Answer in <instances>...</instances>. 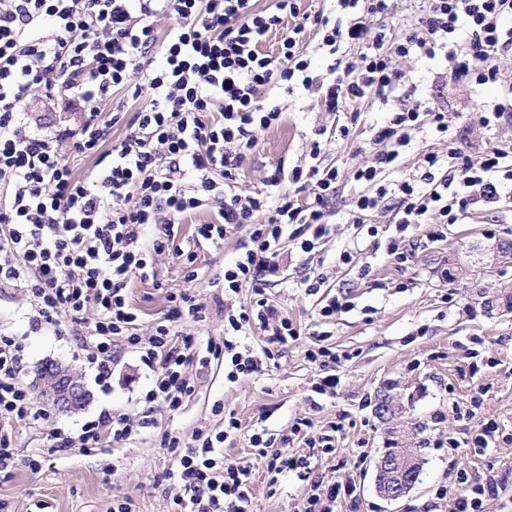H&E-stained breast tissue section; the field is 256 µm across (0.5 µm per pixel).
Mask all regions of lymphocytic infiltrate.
I'll use <instances>...</instances> for the list:
<instances>
[{
  "instance_id": "obj_1",
  "label": "lymphocytic infiltrate",
  "mask_w": 512,
  "mask_h": 512,
  "mask_svg": "<svg viewBox=\"0 0 512 512\" xmlns=\"http://www.w3.org/2000/svg\"><path fill=\"white\" fill-rule=\"evenodd\" d=\"M171 15L175 24L158 38L159 17ZM394 17L393 0H336L334 11L312 13L300 0H272L262 10L251 0H0V285L34 297L31 329L57 326L65 314L100 380L110 378L120 352L133 353L152 374L141 403L177 411L195 391L190 364L223 361L224 380L233 383L260 374L274 358L273 345L300 337V326L268 297L269 288L285 283L283 257L292 249L309 268L299 287L320 299L321 328L305 351L320 369L312 391L335 397L337 355L325 346L323 327L353 308L348 294L330 293L323 272L324 247L336 232L326 217L339 169L324 162L316 140L306 163L268 177V190L237 185L259 132L282 118L277 96L313 89L331 112L372 99L390 104L388 121L372 129L373 150L353 169L361 189L351 222L375 237L379 227L369 216L393 212L386 254L397 266L412 260L413 232L439 237L477 208L512 198V142L490 140L480 160H472L442 106L425 97L404 103L411 77L393 66L397 58L435 61L454 80L501 86L496 100L477 102L482 125L495 132L512 120V85H503L494 63L512 46V0H421L415 20L402 25ZM288 18L293 28H285ZM309 28L318 36L313 46L303 40ZM276 32L274 55L264 45ZM344 45L357 47L355 58H339ZM314 48L336 57L321 80L310 70ZM36 88L86 112L68 150H61L59 136L29 122L23 105ZM126 88L147 97L146 106L129 117L120 110L103 114L114 91ZM121 122L127 134L109 141ZM426 135L446 143V152H423L419 176H397L402 154ZM73 156L93 158L98 171L78 177ZM283 181L288 189H280ZM199 211L210 212L211 221L179 240L180 219ZM234 233L240 236L235 258L209 280L224 297V335L203 340L179 327L206 319L191 287L199 277L196 249L223 248ZM165 253L184 259L186 286L168 293V316L144 335L127 287L132 279L154 278V260ZM246 288L253 298L244 303ZM256 329L265 346L251 341ZM23 359L18 338L0 335V422L31 415ZM213 411L224 416L220 427L197 431L192 443L162 437L172 459L164 477L173 483V503L178 512H251L253 468L225 459L223 451L241 423L222 406ZM307 424L303 418L286 432L256 431L249 443L269 485L294 475L302 483L303 512H335L339 500L353 495V484L314 473L307 457L291 452ZM150 425L105 412L77 434L59 430L52 439L61 449L128 445ZM456 481L455 494L438 493L448 512H485L487 499L499 493L497 484L471 480L463 468Z\"/></svg>"
}]
</instances>
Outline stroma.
I'll return each mask as SVG.
<instances>
[{
  "mask_svg": "<svg viewBox=\"0 0 512 512\" xmlns=\"http://www.w3.org/2000/svg\"><path fill=\"white\" fill-rule=\"evenodd\" d=\"M396 65L410 72L416 95L429 97L447 110L450 128L462 130L460 146L466 154L479 155L492 135L512 140V122L503 123L491 135L477 114V99L497 98L499 88L474 89L453 82L427 61L400 59ZM284 107L287 122L260 133L258 148L239 170L237 182L249 191L265 190L267 176L275 169L287 171L304 163L315 140L320 141L325 158L341 169L336 195L329 203V220L338 231L327 245L330 261L324 271L330 286L347 290L355 307L338 314L330 326L328 344L342 358L336 366L341 378L336 398L312 405L311 386L319 369L305 357L312 339L303 335L282 347L264 374L243 376L234 383H225L223 362L212 361L203 369L190 367L195 384L191 399L177 412L156 405L152 427L144 429L134 444L60 451L51 442L55 429L78 432L104 411L141 416L144 407L138 397L150 383L149 373L134 357L123 354L109 384L100 385L70 334L66 315H59L58 328L33 330L26 319L33 304L30 296L20 288L2 287L0 332L19 337L24 346L21 377L27 387H34L42 363L57 360L82 375L90 397L78 412L61 414L33 394L30 402L40 420L5 424L15 454L12 463L0 470V512H112L113 505L122 502L130 503L132 512H172L173 494L162 478L171 460L161 446L162 436L170 432L188 443L197 429L218 427L221 420L212 413L217 402L241 421L235 439L224 445V456L252 463L256 471L253 512L302 510L299 481L290 475L269 486L264 463L255 459L249 443L253 429L285 431L299 418L310 420L311 434H334L335 450L312 453L299 440L293 452L309 455L318 472L351 479L356 487L354 498L339 502L336 512H445L444 502L435 493L441 487L456 492V469H466L485 482L512 472V442L500 443L479 457L464 446L483 420H495L503 434L512 435V314L488 316L472 308L471 289L449 282L446 274L449 260L467 257L473 243L492 237L512 239V203L476 211L449 225L435 240L427 238L425 231H416L414 256L407 266L392 264L370 238L360 242L362 259L370 265L369 276H360L355 266L333 265V257L350 246L354 233L348 218L359 187L352 179V168L364 158L371 126L385 121L389 107L370 102L354 121L346 112H326L320 96L305 90L288 97ZM24 109L31 124L53 132L77 131L85 120L83 112L64 109L60 100L38 90ZM343 125L350 130L345 138L338 132ZM236 245L232 236L223 248L198 249L196 265L203 277L194 287L207 308V319L183 324V331L201 338L223 336L224 317L206 278L223 271L225 262L235 257ZM154 270L156 284L136 279L130 285V298L143 312L145 332L166 314L167 292L185 286V268L175 255L156 257ZM268 294L301 327L316 323L317 297L285 284L270 288ZM477 336L499 364L474 374L467 353ZM385 388L402 410L401 418L390 423L374 407L362 404L363 397ZM476 394L481 405L475 419L460 418L458 407ZM408 429L414 433V447L421 450L422 473L405 497L388 502L375 491V464L391 440ZM449 437L460 441V448L452 452L441 448L440 440Z\"/></svg>",
  "mask_w": 512,
  "mask_h": 512,
  "instance_id": "obj_1",
  "label": "stroma"
}]
</instances>
